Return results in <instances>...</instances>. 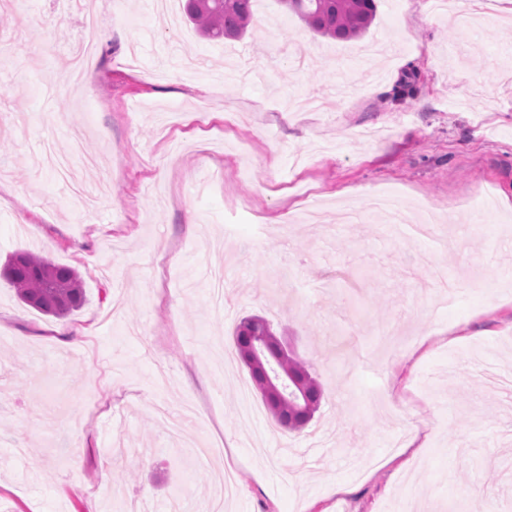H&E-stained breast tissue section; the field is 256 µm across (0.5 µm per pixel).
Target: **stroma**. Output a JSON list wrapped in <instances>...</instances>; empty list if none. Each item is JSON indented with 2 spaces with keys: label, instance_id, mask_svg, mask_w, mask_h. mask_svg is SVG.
Segmentation results:
<instances>
[{
  "label": "stroma",
  "instance_id": "1",
  "mask_svg": "<svg viewBox=\"0 0 512 512\" xmlns=\"http://www.w3.org/2000/svg\"><path fill=\"white\" fill-rule=\"evenodd\" d=\"M376 5L338 41L253 0L210 42L96 0L100 81L73 91L81 10L0 0V264L45 256L85 292L57 319L0 278V512H201L227 468L222 512H512V208L479 210L512 195V0L473 26ZM380 193L439 221L393 232ZM246 316L324 387L302 432L236 355Z\"/></svg>",
  "mask_w": 512,
  "mask_h": 512
}]
</instances>
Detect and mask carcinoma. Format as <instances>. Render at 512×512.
I'll use <instances>...</instances> for the list:
<instances>
[{"instance_id":"1","label":"carcinoma","mask_w":512,"mask_h":512,"mask_svg":"<svg viewBox=\"0 0 512 512\" xmlns=\"http://www.w3.org/2000/svg\"><path fill=\"white\" fill-rule=\"evenodd\" d=\"M252 0H186L188 18L210 40L242 37L254 23ZM313 32L336 40L347 41L362 36L372 24L375 0H280ZM3 276L16 289L19 298L32 309L62 317L84 302L81 279L75 269L58 265L49 259L20 253L12 257L3 269ZM273 333L270 323L257 316L240 320L234 334L236 349L248 344L252 336ZM288 375L304 381L308 414L295 417L292 405L278 406L266 402L277 426L296 430L313 417L323 396L319 382L308 367L287 353L266 355L263 367L249 369L252 382L265 395L266 379L283 369Z\"/></svg>"}]
</instances>
